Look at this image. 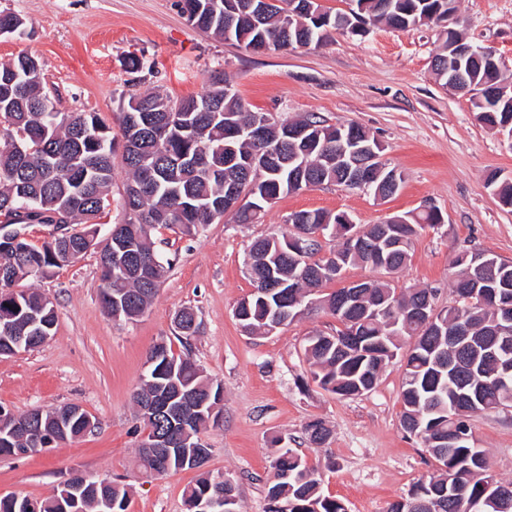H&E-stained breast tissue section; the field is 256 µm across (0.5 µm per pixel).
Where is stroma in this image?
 Wrapping results in <instances>:
<instances>
[{
	"mask_svg": "<svg viewBox=\"0 0 512 512\" xmlns=\"http://www.w3.org/2000/svg\"><path fill=\"white\" fill-rule=\"evenodd\" d=\"M0 12L26 23L23 35L0 36V63L22 53L40 58L59 111L96 112L115 128L130 95L197 96L220 70L252 110L275 119L315 113L331 124L356 122L405 176L386 200L310 187L282 195L255 224H209L191 237L158 228L155 250L172 265L133 321L104 309L95 253L32 281L55 305L56 330L37 348L0 358V407L22 415L75 403L98 427L46 453L1 457L0 497L40 500L81 471L124 485L126 512H188L184 492L197 471L146 478L135 466L144 431L133 395L147 353L160 341L223 387L219 421L199 437L210 450L206 471L236 482L240 512L265 510L275 441L304 457L324 494L341 499L347 512H386L427 479L433 461L400 425L403 361L390 362L368 394L341 399L312 380L304 355L307 336L335 332V316L315 307L260 336L245 333L233 309L252 289L250 243L281 231L301 210L342 212L363 228L433 201L444 224L414 240L392 281L401 290L436 289L441 307L454 299L452 260L459 251L480 249L512 264V210L485 187L491 171L512 177V151L477 120L468 96L436 80L431 61L439 28L379 24L362 38L337 34L316 48L254 53L189 24L177 0H0ZM457 20L467 40L496 50L512 84V0H458ZM131 54L143 61L139 73L124 67ZM187 307L200 322L188 340L174 323ZM315 419L331 429L321 447L304 434ZM470 425L490 471L512 481V408L474 414Z\"/></svg>",
	"mask_w": 512,
	"mask_h": 512,
	"instance_id": "stroma-1",
	"label": "stroma"
}]
</instances>
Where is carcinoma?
Returning a JSON list of instances; mask_svg holds the SVG:
<instances>
[{
    "label": "carcinoma",
    "instance_id": "1",
    "mask_svg": "<svg viewBox=\"0 0 512 512\" xmlns=\"http://www.w3.org/2000/svg\"><path fill=\"white\" fill-rule=\"evenodd\" d=\"M354 6L319 17L306 10V0H179L182 15L197 28L247 50L279 51L318 46L338 30L364 36L370 27L384 23L395 29L423 26V17L448 20L457 0H350ZM462 39L446 30L433 61V74L442 85L456 73L470 86L484 92L506 85L502 72L469 58H455L451 46ZM41 63L27 54L0 63V225L68 224L79 227L67 239L53 235L36 245L27 239L4 247L0 242V335L31 333L34 320L53 335L57 316L53 305L44 304L36 291L18 290L25 280H42L90 251L98 255L101 302L105 308L121 307V318L133 320L146 311L166 273L155 252L152 230L175 226L191 236L206 224L224 220L216 206L224 205V157L235 156L252 167V175L240 183L243 204L230 215L234 224H252L284 193L311 185H335L354 189L336 167L340 136L351 135L359 145L375 144V137L354 122L330 125L309 114L293 124L309 128L308 143L271 142L263 133L267 112L246 107L236 91L225 93L224 73L211 75L210 88L199 96L172 99L157 91L134 94L120 116L124 140L121 162L127 170L123 206L125 219L99 239L98 219L110 206L115 153L112 128L96 112H59L45 106ZM476 118L488 128L512 120V102H472ZM486 187L500 205L512 207V181L492 172ZM291 229L255 239L247 266L253 291L241 299L234 317L249 334L270 333L294 321L285 311L296 312L311 302L336 316L341 327L326 337H307L304 355L314 382L344 399L372 391L382 370L395 358L405 360L402 382L401 426L407 437L421 444L435 461V471L414 485L407 496L389 504L387 512H512V482L504 483L488 473L484 452L475 447L468 418L499 407H512V324L501 321L495 303L512 302V264L478 251L459 252L453 283L456 299L439 309L435 323L425 327L411 319L410 311L427 289L397 291L389 280H371L363 289L362 304L336 308V292L323 293L348 267L362 264L393 274L409 260L413 239L440 224L443 214L433 206L418 213L399 215L393 248L380 265L365 252L347 249V236L361 231L365 239L386 235L388 225L361 229L344 213L302 210L290 214ZM341 238L332 251L335 259L317 257L319 243L312 235ZM308 235L298 251L286 236ZM469 276L495 288L483 298L462 282ZM176 323L185 339L200 327L196 314L183 309ZM461 328L477 349L461 348L448 357L447 331ZM210 397L200 410L187 405L178 415L189 418L188 443L173 449L169 465L158 472L197 469L198 434L216 414L211 407L221 402L222 387L204 378L189 358L162 345L160 360L146 370L135 393H151L164 405L176 389ZM78 409L64 405L37 418L28 412L12 416L6 428L19 425L23 432L7 446L3 437L0 456H15L17 448H35L55 433L56 417ZM90 416L83 411L70 418L67 434L54 438L53 447L87 433ZM147 436L173 430L170 416L143 417ZM309 442L324 444L329 428L321 420L306 426ZM273 479L266 488L265 512H347L345 504L322 493L316 470L290 449L275 453ZM224 496V508L240 512L237 486L208 472L186 490V502ZM127 490L109 483L92 484L74 492L63 484L50 497L29 510L30 498L13 494L0 498V512H126Z\"/></svg>",
    "mask_w": 512,
    "mask_h": 512
}]
</instances>
